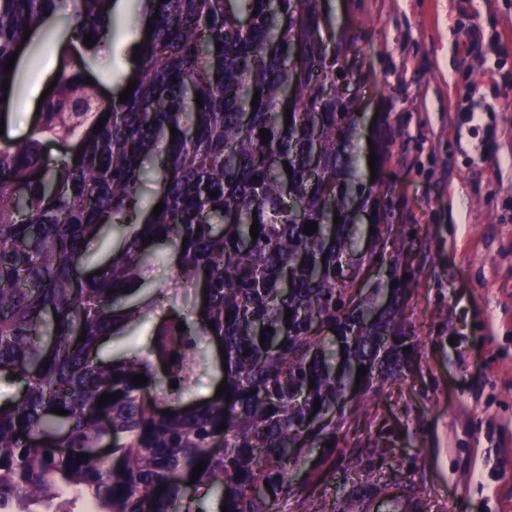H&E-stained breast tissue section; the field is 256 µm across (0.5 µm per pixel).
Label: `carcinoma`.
<instances>
[{"label":"carcinoma","mask_w":512,"mask_h":512,"mask_svg":"<svg viewBox=\"0 0 512 512\" xmlns=\"http://www.w3.org/2000/svg\"><path fill=\"white\" fill-rule=\"evenodd\" d=\"M60 2L0 0L6 103L20 96V74L5 64L23 31L42 30ZM108 2L70 0L62 21L71 48L57 55L40 119L22 141L0 145V375L19 386L11 407L0 402V512H72L69 491L94 512H183L188 484L198 512L212 499L227 512H278L307 443L335 444L336 401L357 367L371 386L401 371L403 348L414 350L401 321L413 280L398 282L388 316L373 320L352 292L357 273L343 266L354 203L390 230L393 190L365 184L347 154L359 103L338 88L336 57L322 58L318 0H134L140 28L151 22L153 31L137 42L136 89L104 114L98 84L85 82L92 49L83 40L112 34ZM48 143L62 147L52 162ZM155 160L161 175L147 206ZM308 221L317 223L311 235ZM106 226L122 232L123 246L83 277V245ZM160 243L177 255L178 281L207 289V303L170 309L145 345L105 360V340L156 311L157 297H133ZM212 340L226 348L230 397L183 406ZM133 374L148 382L134 386ZM154 390L172 416L146 397Z\"/></svg>","instance_id":"1"}]
</instances>
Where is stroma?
<instances>
[{"mask_svg": "<svg viewBox=\"0 0 512 512\" xmlns=\"http://www.w3.org/2000/svg\"><path fill=\"white\" fill-rule=\"evenodd\" d=\"M319 14L350 44L336 68L362 108L360 172L397 203L353 288L381 309L395 275L416 280L403 323L419 349L402 373L348 395L335 447L311 449L279 510L512 512V0H319ZM134 42L125 28L98 45L104 96L130 75ZM61 45L36 61L21 52L5 140L34 122ZM148 291L183 311L196 298L171 257Z\"/></svg>", "mask_w": 512, "mask_h": 512, "instance_id": "1", "label": "stroma"}]
</instances>
